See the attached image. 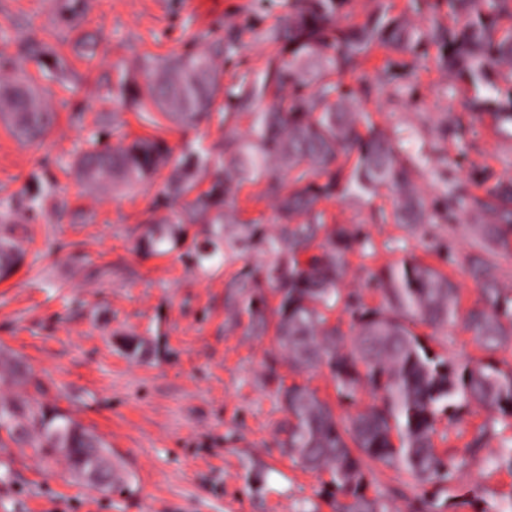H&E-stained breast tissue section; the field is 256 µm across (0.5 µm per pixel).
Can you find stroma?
I'll return each instance as SVG.
<instances>
[{"label":"stroma","instance_id":"1","mask_svg":"<svg viewBox=\"0 0 512 512\" xmlns=\"http://www.w3.org/2000/svg\"><path fill=\"white\" fill-rule=\"evenodd\" d=\"M62 0H0V76L24 63L32 85L54 114L50 130L23 142L0 120V232L14 231L26 256L0 281V354L19 358L40 380L49 402L99 435L128 487L100 491L79 479L64 460L44 461L35 449L0 446V512H333L324 478L305 471L280 448L286 417L277 383L305 384L328 400L336 391L327 370L292 372L286 362L268 370L273 335H250L224 308L227 272L191 268L187 251L201 227H184L181 248L157 257L135 249L144 224L161 218L162 179L136 190L93 189L73 172L90 139L116 146L156 134L181 156L203 145L220 155L224 130L246 132L250 118L214 112L196 128L144 126L128 87H144L145 65L173 51L211 46L233 34L240 69L223 73L224 85L239 70L260 73L277 45L266 38L288 11V0H83L68 19ZM44 47L38 59L31 45ZM416 98L392 103L383 90L366 103L374 122L413 133L432 145L449 113H462L466 91L448 93V78L429 66L414 74ZM81 122H74V115ZM473 160L492 177L512 176V134L490 120L478 124ZM54 189L43 217H26L28 196ZM388 195L362 201L321 202L328 218L362 226L376 246L373 256H347L343 292L360 291L365 304L380 295L366 288L367 271L415 255L439 265L459 288L462 308L479 292L464 265L472 245L461 228L441 236L452 263L440 262L427 238L397 224H375L371 215L390 208ZM416 333L436 353L456 361L492 360L512 366V345L482 350L457 325ZM135 335L150 349L126 355L120 340ZM277 381H270V373ZM496 437L471 457L453 486L472 493V505L452 506L439 494L435 512H496L512 500V470L491 460L512 440V421L472 405L456 419L441 418L434 443L439 453L463 448L482 425ZM368 495L388 494L396 512H413L417 495L406 477L375 465Z\"/></svg>","mask_w":512,"mask_h":512}]
</instances>
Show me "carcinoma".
I'll list each match as a JSON object with an SVG mask.
<instances>
[{
	"mask_svg": "<svg viewBox=\"0 0 512 512\" xmlns=\"http://www.w3.org/2000/svg\"><path fill=\"white\" fill-rule=\"evenodd\" d=\"M350 0H288L282 24L268 33L280 45L263 73L242 77L229 88L223 64L237 55L232 36L199 52L174 53L148 65L145 91L129 89L140 105L141 121L164 119L197 126L216 110L224 118L253 115L247 133L224 132V159L205 150L179 158L167 143L136 138L112 148L88 141L76 168L87 183L132 189L169 169L161 195L173 201L159 222L143 225L136 249L166 255L181 245L182 225H203V240L188 253L203 272L218 271L257 254L225 282L224 307L247 316L255 336L273 332L277 351L270 372L283 360L295 371L328 369L339 403L353 404L368 387L375 402L356 417L336 415L332 404L305 385L278 384L288 414L283 447L311 471L328 474L324 493L334 512H392L387 498L366 493L373 466L382 464L411 482L442 491L494 431L484 425L462 450L441 456L433 446L436 419H452L471 404L512 418V368L492 361L454 362L432 352L414 326L439 331L458 321L479 345L493 351L512 343V290L498 284L490 256L512 247V178L488 184L485 170L470 159L479 136L471 123L450 113L437 138L454 148V157L416 149L412 136L374 125L360 129L359 106L371 99L375 83L392 85L395 101L415 96L411 78L429 61L435 69L472 91L469 107L488 114L496 128L512 127V0H409L416 17L463 15L466 23L420 27L383 10L359 25L340 27L337 18ZM410 56L389 61L372 83L358 76L377 50ZM27 70L16 65L0 82V117L21 139L49 129L53 113L30 87ZM272 95L273 103L260 108ZM442 159L469 167L467 182L448 180L442 193L427 198L417 178ZM207 190H198L204 175ZM246 182L263 185L274 202L270 224L243 221L237 195ZM386 191L390 210L374 215L377 224H400L411 234L437 239L441 224H462L472 239L469 273L479 300L461 311L455 283L434 266L409 257L395 266L367 271L365 287L381 296V306L366 307L360 292L342 295L347 254L373 248L360 227L330 224L320 202L363 200ZM23 251L11 236H0V280L21 264ZM278 299L268 303L267 294ZM353 320V334L331 321L337 308ZM122 347L131 357L147 351L138 336ZM10 440L42 451L48 460L63 458L78 474L83 457L107 444L70 414L51 403L25 397L0 398V431Z\"/></svg>",
	"mask_w": 512,
	"mask_h": 512,
	"instance_id": "1",
	"label": "carcinoma"
}]
</instances>
